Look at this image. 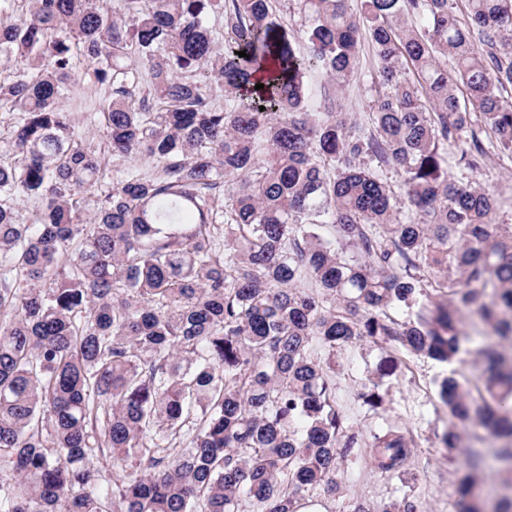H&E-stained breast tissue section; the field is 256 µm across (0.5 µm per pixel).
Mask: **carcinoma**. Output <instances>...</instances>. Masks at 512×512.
Here are the masks:
<instances>
[{
  "mask_svg": "<svg viewBox=\"0 0 512 512\" xmlns=\"http://www.w3.org/2000/svg\"><path fill=\"white\" fill-rule=\"evenodd\" d=\"M275 2L0 0V512H299L358 448L384 472L413 452L352 431L336 350L451 366L466 315L512 334V225L448 172L453 147L512 158V0H297L295 40ZM367 47L365 129L344 90ZM78 76L109 92L101 143L60 107ZM476 356L439 400L503 441L512 489V352ZM400 367L357 400L385 409ZM439 443L468 456L462 512H512L456 426Z\"/></svg>",
  "mask_w": 512,
  "mask_h": 512,
  "instance_id": "carcinoma-1",
  "label": "carcinoma"
}]
</instances>
